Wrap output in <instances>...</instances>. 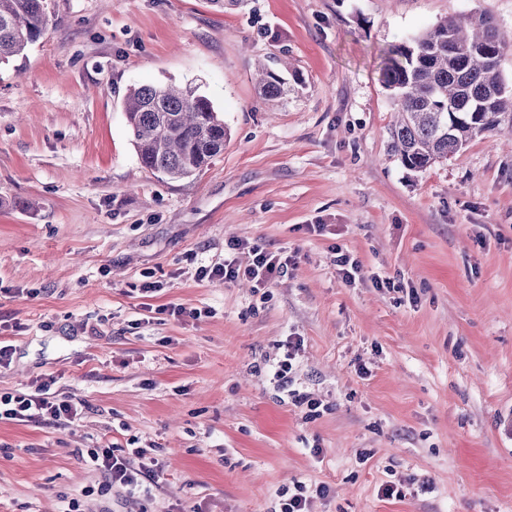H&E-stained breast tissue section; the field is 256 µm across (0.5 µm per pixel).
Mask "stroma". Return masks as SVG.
I'll use <instances>...</instances> for the list:
<instances>
[{
  "mask_svg": "<svg viewBox=\"0 0 512 512\" xmlns=\"http://www.w3.org/2000/svg\"><path fill=\"white\" fill-rule=\"evenodd\" d=\"M49 4L48 34L0 65V394L51 377L83 411L0 423V512L71 494L80 512H272L299 482L309 512H512V144L407 171L380 78L391 45L462 13L512 44V0ZM283 53L298 78L263 101L256 62ZM171 82L231 130L184 180L142 166L123 111L131 87ZM235 240L285 273L197 280ZM133 440L163 473L147 499L75 454ZM300 343L299 341H288V344L285 345V352L283 353V357L280 358L273 365V376L280 382L283 386H288V382H290V374L293 370L292 360L295 358V351L299 349Z\"/></svg>",
  "mask_w": 512,
  "mask_h": 512,
  "instance_id": "35a3bbf8",
  "label": "stroma"
}]
</instances>
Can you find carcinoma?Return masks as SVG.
<instances>
[{"label":"carcinoma","mask_w":512,"mask_h":512,"mask_svg":"<svg viewBox=\"0 0 512 512\" xmlns=\"http://www.w3.org/2000/svg\"><path fill=\"white\" fill-rule=\"evenodd\" d=\"M48 29V0H0V64L24 54ZM507 48L491 15L469 13L388 51L383 79L395 112L388 147L404 168L423 172L512 122V88L501 70ZM257 84L269 102L288 96L286 78L263 64ZM124 112L141 164L170 179L197 175L230 139L196 86L134 87Z\"/></svg>","instance_id":"cac0c4a2"}]
</instances>
